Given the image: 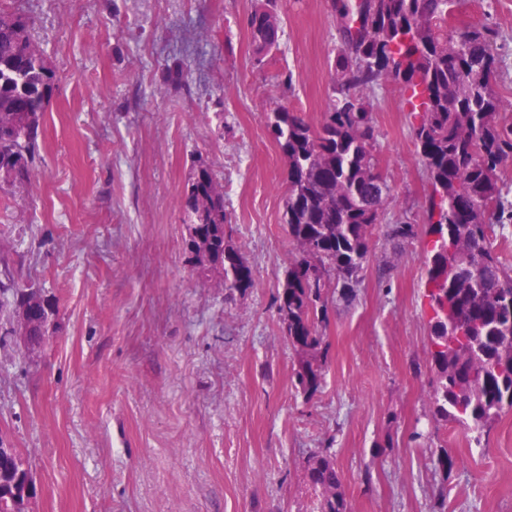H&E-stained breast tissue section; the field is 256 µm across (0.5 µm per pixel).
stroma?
Listing matches in <instances>:
<instances>
[{
  "instance_id": "1",
  "label": "stroma",
  "mask_w": 512,
  "mask_h": 512,
  "mask_svg": "<svg viewBox=\"0 0 512 512\" xmlns=\"http://www.w3.org/2000/svg\"><path fill=\"white\" fill-rule=\"evenodd\" d=\"M261 3L0 0L33 19L56 83L34 183L0 188V265L59 309L43 345L0 342V444L32 467L31 512H318L308 458L327 446L351 512H512V411L477 442L430 399L424 238H386L423 224L429 182L391 81L370 97L385 221L354 299L330 310L321 391L295 390L275 304L295 257L287 163L268 118L321 120L338 42L329 0H277L278 44L257 54ZM453 22L498 32L512 100V0H459ZM201 162L252 268L242 294L185 251Z\"/></svg>"
}]
</instances>
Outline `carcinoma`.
<instances>
[{
  "label": "carcinoma",
  "instance_id": "1",
  "mask_svg": "<svg viewBox=\"0 0 512 512\" xmlns=\"http://www.w3.org/2000/svg\"><path fill=\"white\" fill-rule=\"evenodd\" d=\"M456 0H331L338 48L331 104L316 126L293 110L269 127L288 164L285 224L295 251L276 295L281 329L297 356L295 381L307 398L320 392L328 359L324 332L338 289L351 299L381 223L389 186L374 155L378 130L369 96L386 81L401 86L430 192L426 219L427 359L435 373L437 415L482 437L512 410V270L496 253L494 227L512 223L502 177L512 165V101L497 88L500 58L485 27L448 25ZM32 18L0 9V181L36 176L38 131L55 89ZM252 42L267 53L278 41L275 0L248 17ZM185 249L205 275L232 295L255 282L225 228L224 184L199 165L183 198ZM392 224L388 240L415 237ZM28 300L9 268L0 270V312ZM27 461L0 456V488L20 486ZM308 475L322 490L321 512H350L329 448L314 453Z\"/></svg>",
  "mask_w": 512,
  "mask_h": 512
}]
</instances>
